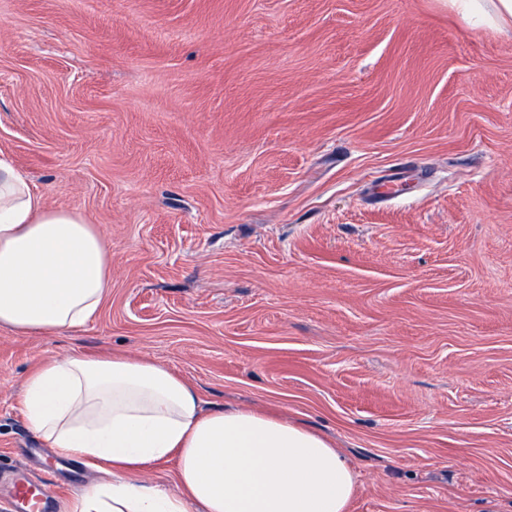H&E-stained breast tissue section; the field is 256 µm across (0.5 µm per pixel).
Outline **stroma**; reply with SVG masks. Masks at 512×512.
<instances>
[{
  "mask_svg": "<svg viewBox=\"0 0 512 512\" xmlns=\"http://www.w3.org/2000/svg\"><path fill=\"white\" fill-rule=\"evenodd\" d=\"M0 151L112 254L92 322L0 331V512L48 465L49 512L104 480L19 406L83 352L323 434L348 512H512V34L446 0H0Z\"/></svg>",
  "mask_w": 512,
  "mask_h": 512,
  "instance_id": "stroma-1",
  "label": "stroma"
}]
</instances>
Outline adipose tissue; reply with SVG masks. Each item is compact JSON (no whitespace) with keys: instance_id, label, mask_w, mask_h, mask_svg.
<instances>
[{"instance_id":"ef3b65f1","label":"adipose tissue","mask_w":512,"mask_h":512,"mask_svg":"<svg viewBox=\"0 0 512 512\" xmlns=\"http://www.w3.org/2000/svg\"><path fill=\"white\" fill-rule=\"evenodd\" d=\"M469 26L512 32V0H448ZM112 283L100 229L49 206L0 152V330L68 331L92 321ZM29 429L58 455L106 473L68 512H347L356 476L334 446L255 409L205 411L197 389L145 357L85 353L25 378ZM175 459V488L142 483Z\"/></svg>"}]
</instances>
